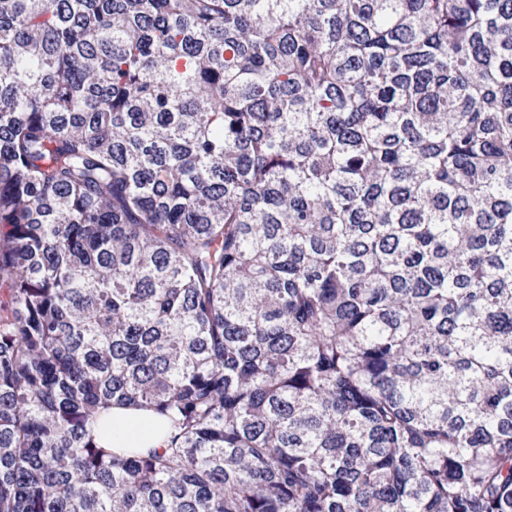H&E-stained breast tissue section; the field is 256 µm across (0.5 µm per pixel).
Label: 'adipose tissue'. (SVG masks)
I'll return each instance as SVG.
<instances>
[{
	"label": "adipose tissue",
	"mask_w": 512,
	"mask_h": 512,
	"mask_svg": "<svg viewBox=\"0 0 512 512\" xmlns=\"http://www.w3.org/2000/svg\"><path fill=\"white\" fill-rule=\"evenodd\" d=\"M97 440L106 448H160L163 434L149 419L123 410L104 413L96 427Z\"/></svg>",
	"instance_id": "adipose-tissue-1"
}]
</instances>
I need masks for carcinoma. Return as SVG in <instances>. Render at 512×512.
<instances>
[{"label":"carcinoma","instance_id":"obj_1","mask_svg":"<svg viewBox=\"0 0 512 512\" xmlns=\"http://www.w3.org/2000/svg\"><path fill=\"white\" fill-rule=\"evenodd\" d=\"M0 512H512V0H0ZM104 448H163L164 435L149 419L123 410H109L96 426Z\"/></svg>","mask_w":512,"mask_h":512}]
</instances>
